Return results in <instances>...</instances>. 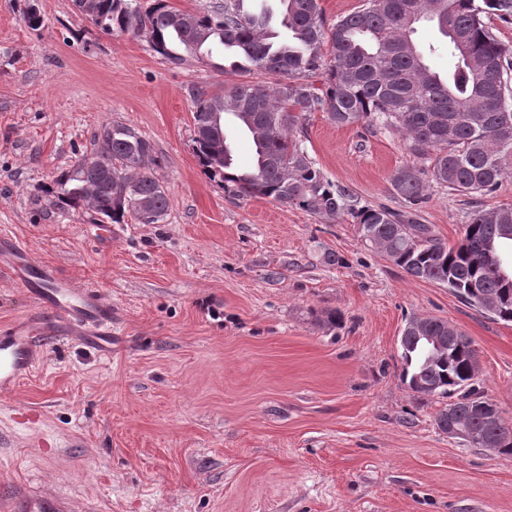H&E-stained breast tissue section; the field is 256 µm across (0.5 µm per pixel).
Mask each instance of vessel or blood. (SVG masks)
Returning <instances> with one entry per match:
<instances>
[{
    "instance_id": "b4317fda",
    "label": "vessel or blood",
    "mask_w": 512,
    "mask_h": 512,
    "mask_svg": "<svg viewBox=\"0 0 512 512\" xmlns=\"http://www.w3.org/2000/svg\"><path fill=\"white\" fill-rule=\"evenodd\" d=\"M0 261L31 298L27 319L0 328V394L13 390L34 369L47 340L79 342L112 336V306L92 287H75L52 267L34 261L27 247L13 243Z\"/></svg>"
}]
</instances>
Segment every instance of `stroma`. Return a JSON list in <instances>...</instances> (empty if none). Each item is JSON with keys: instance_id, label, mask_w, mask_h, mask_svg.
<instances>
[{"instance_id": "35a3bbf8", "label": "stroma", "mask_w": 512, "mask_h": 512, "mask_svg": "<svg viewBox=\"0 0 512 512\" xmlns=\"http://www.w3.org/2000/svg\"><path fill=\"white\" fill-rule=\"evenodd\" d=\"M0 0V235L112 305V342L59 340L0 396V512L54 496L63 512H512V456L448 437L446 403L401 378L406 320L457 326L477 386L512 426V323L408 276L363 243L350 217L318 218L210 182L193 153L194 89L272 85L256 69L176 67L133 33L108 34L73 0ZM121 123L163 163L164 221L112 227L61 214L42 191ZM306 147L359 204L402 209L400 135L308 113ZM423 223L448 244L493 193L429 183ZM335 263H327L326 253ZM34 311L0 267V327ZM342 316V327L321 322Z\"/></svg>"}]
</instances>
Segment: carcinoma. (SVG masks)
Masks as SVG:
<instances>
[{"label":"carcinoma","mask_w":512,"mask_h":512,"mask_svg":"<svg viewBox=\"0 0 512 512\" xmlns=\"http://www.w3.org/2000/svg\"><path fill=\"white\" fill-rule=\"evenodd\" d=\"M93 5L91 22L106 33L145 35L151 49L180 67L232 49L244 63L277 77L269 87L234 83L222 94L193 92L194 156L203 174L237 197H264L319 217H350L365 243L409 276L448 286L477 310L512 323V209L473 214L450 246L421 222L427 199L423 175L448 190L490 194L512 173V55L485 21L512 20V0H365L327 22L320 0H278L280 39L267 10L245 0H214L202 11L179 10L170 0H73ZM422 22L437 28L458 62L442 76L425 63L414 35ZM319 75L322 87L309 79ZM323 110L336 125L364 123L400 134L412 161L391 184L404 210L357 205L310 158L303 122ZM247 130L255 147L250 169L235 166L224 130L227 118ZM112 173L73 168L42 191L65 214L92 210L98 224L164 220L166 188L151 142L123 124L99 133ZM502 264L507 275L496 271ZM477 291L472 292L470 288ZM443 336L446 349L428 342ZM402 377L420 396L450 398L446 408L473 434L490 430L470 367L472 341L449 322L409 318L400 336Z\"/></svg>","instance_id":"obj_1"}]
</instances>
